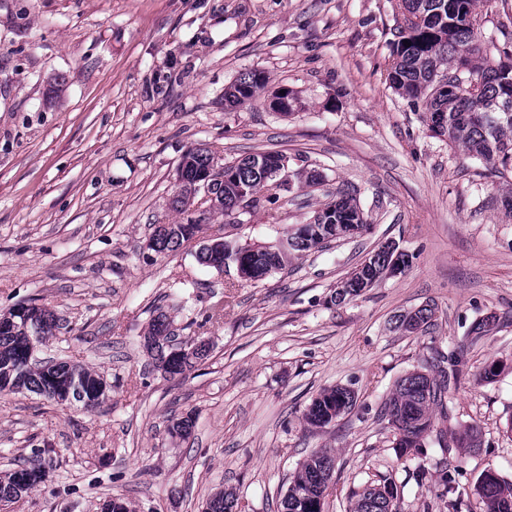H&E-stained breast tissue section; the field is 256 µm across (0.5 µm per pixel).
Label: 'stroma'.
Returning <instances> with one entry per match:
<instances>
[{
    "mask_svg": "<svg viewBox=\"0 0 512 512\" xmlns=\"http://www.w3.org/2000/svg\"><path fill=\"white\" fill-rule=\"evenodd\" d=\"M482 51H512V0H477ZM399 0H0V311L52 307L60 321L38 359L91 367L112 385L97 408L24 391L0 398V471L41 449L45 480L7 512H202L236 492L249 512H278L311 453L335 457L325 512L393 474L400 512H481L489 469L512 479V172L491 174L434 137L389 86ZM259 70L267 86L230 108L224 90ZM298 99L289 114L274 91ZM192 148L231 160L278 151L320 184L281 188L277 204L173 206ZM353 189L368 228L246 282L199 264L198 241L159 255L155 225L198 220L203 236L272 240ZM412 262L360 297L331 296L386 242ZM430 304L426 332L396 315ZM165 313L176 341L206 340L207 359L172 378L145 347ZM495 328L474 338L486 317ZM461 350L448 430L475 424L480 445L443 453L435 438L402 456L381 419L397 381L434 351ZM494 381H479L489 364ZM345 386L355 406L313 428L302 412ZM194 415L187 439L174 422ZM423 468V482L413 473Z\"/></svg>",
    "mask_w": 512,
    "mask_h": 512,
    "instance_id": "1",
    "label": "stroma"
}]
</instances>
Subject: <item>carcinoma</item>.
Returning a JSON list of instances; mask_svg holds the SVG:
<instances>
[{
  "label": "carcinoma",
  "mask_w": 512,
  "mask_h": 512,
  "mask_svg": "<svg viewBox=\"0 0 512 512\" xmlns=\"http://www.w3.org/2000/svg\"><path fill=\"white\" fill-rule=\"evenodd\" d=\"M402 21L400 41L393 47V62L388 74L389 86L397 93L417 101L426 99L425 121L435 136L448 145L480 159L492 169L512 172V61L480 65L470 64L477 51L482 18L476 11V0H401ZM408 41L407 47L403 41ZM266 83L263 73L253 71L224 91V101L231 107L251 102ZM265 152L251 153L224 163V178L208 181V193L213 195V209L230 217L241 203H260L258 193L274 185L279 177L263 164ZM214 157L205 148L186 153L181 162L182 183L173 204L186 210L199 191V177L212 167ZM314 224L367 228V221L356 198L338 194L313 216ZM303 225L283 227L277 235L288 238V248L270 255L260 250L249 253L252 278L263 276L269 268L282 269L288 257L296 252L318 248L328 239L310 235L301 238ZM202 231L197 221L171 224L164 231L154 229L153 251L167 255L178 251L184 242ZM394 253L384 244L373 250L347 276L350 288L345 299L360 296L372 287L388 269ZM33 314L22 315L11 309L0 315V396L27 390L55 402L66 397L93 409L106 398L109 388L94 371L77 364L34 362L32 348L45 344L55 336L57 316L46 306L32 307ZM435 308L424 305L415 313L401 315L399 327L409 332L427 330L433 325ZM170 322L159 313L148 333L149 350L156 367L174 378L182 375L207 356L204 343L186 340L170 344ZM461 356L451 352L431 357L423 371L402 377L382 412L395 435L400 454L422 447V441L434 430L435 412L450 419L448 396L456 389L461 375ZM354 393L342 386L321 391L303 412V421L316 428L336 422L355 406ZM460 447H471L478 431L465 425L455 433ZM41 449H32V460L0 477V503L8 504L38 486L35 472ZM335 459L326 451H317L305 459L293 473L287 493L281 500L280 512H323L329 480ZM485 512H512V480L497 472L485 471L476 488ZM349 512H390L400 499L398 486L391 476H382L376 485H364L352 492ZM210 512H247L235 493L224 490L213 495Z\"/></svg>",
  "instance_id": "1"
}]
</instances>
